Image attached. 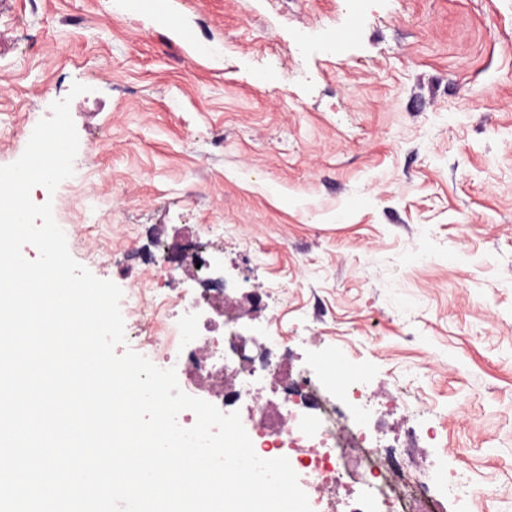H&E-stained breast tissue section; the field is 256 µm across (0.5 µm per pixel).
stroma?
Segmentation results:
<instances>
[{
  "instance_id": "35a3bbf8",
  "label": "stroma",
  "mask_w": 512,
  "mask_h": 512,
  "mask_svg": "<svg viewBox=\"0 0 512 512\" xmlns=\"http://www.w3.org/2000/svg\"><path fill=\"white\" fill-rule=\"evenodd\" d=\"M66 97L80 265L185 288L192 224L236 295L291 278L294 364L366 371L386 441L415 390L512 512V0H0V166Z\"/></svg>"
}]
</instances>
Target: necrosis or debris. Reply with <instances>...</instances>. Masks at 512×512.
Segmentation results:
<instances>
[{"instance_id": "obj_1", "label": "necrosis or debris", "mask_w": 512, "mask_h": 512, "mask_svg": "<svg viewBox=\"0 0 512 512\" xmlns=\"http://www.w3.org/2000/svg\"><path fill=\"white\" fill-rule=\"evenodd\" d=\"M133 349L161 368H175L186 394L225 413L241 411L256 454L288 458L313 488L312 512H442L453 500L465 512H484L488 492L461 470L435 467L430 482L411 480L410 443L377 441L370 386L364 374H345L335 393H319L332 378L294 370L283 335H266L254 354L250 339L231 324L237 303L223 289L186 297L162 288L144 292L134 280L120 304Z\"/></svg>"}]
</instances>
